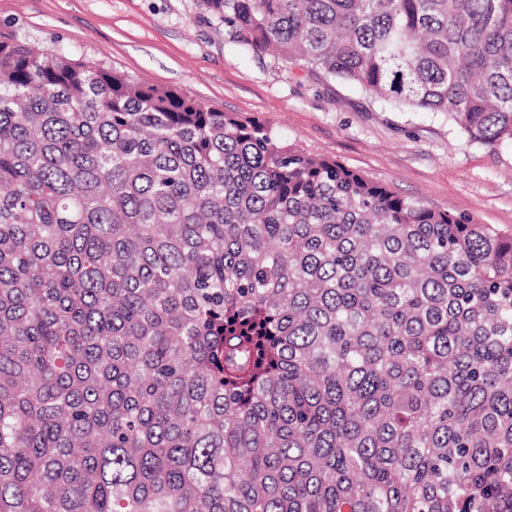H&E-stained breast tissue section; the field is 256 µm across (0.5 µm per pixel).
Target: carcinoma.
Wrapping results in <instances>:
<instances>
[{
  "label": "carcinoma",
  "instance_id": "obj_1",
  "mask_svg": "<svg viewBox=\"0 0 512 512\" xmlns=\"http://www.w3.org/2000/svg\"><path fill=\"white\" fill-rule=\"evenodd\" d=\"M512 145V0H201ZM0 512H512V236L0 31Z\"/></svg>",
  "mask_w": 512,
  "mask_h": 512
}]
</instances>
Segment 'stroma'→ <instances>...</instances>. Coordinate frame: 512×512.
Here are the masks:
<instances>
[{"label":"stroma","mask_w":512,"mask_h":512,"mask_svg":"<svg viewBox=\"0 0 512 512\" xmlns=\"http://www.w3.org/2000/svg\"><path fill=\"white\" fill-rule=\"evenodd\" d=\"M9 27L266 121L305 151L512 236L511 147L468 143L441 115L391 111L350 84L244 53L199 0H0V28Z\"/></svg>","instance_id":"obj_1"}]
</instances>
